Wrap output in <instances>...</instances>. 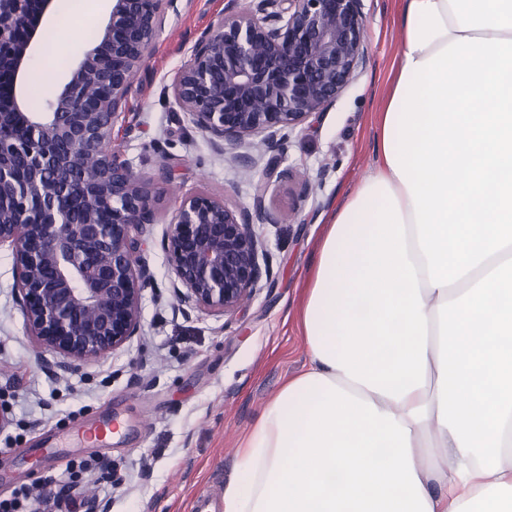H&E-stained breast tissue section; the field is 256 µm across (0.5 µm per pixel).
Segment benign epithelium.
<instances>
[{
	"label": "benign epithelium",
	"instance_id": "benign-epithelium-1",
	"mask_svg": "<svg viewBox=\"0 0 512 512\" xmlns=\"http://www.w3.org/2000/svg\"><path fill=\"white\" fill-rule=\"evenodd\" d=\"M178 0H112L99 43L85 52L44 112L28 110L17 81L31 60L44 16L55 0H0V73L12 77L8 113L28 132L0 134V246L14 254L15 292L35 355L59 354L48 368L70 372L139 334L142 292L153 287L141 258V229L156 223L150 177L113 151L93 172L84 154L114 141L133 92ZM361 0H226L216 24L197 38L172 94L217 148L230 137L279 142L306 118L336 102L365 57ZM96 70L93 102L83 79ZM268 183L250 207H230L208 191L179 202L161 240L173 293L185 313H235L272 277L259 226L280 223L265 204ZM93 210L112 203V223L77 224L65 200Z\"/></svg>",
	"mask_w": 512,
	"mask_h": 512
}]
</instances>
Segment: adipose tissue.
Returning <instances> with one entry per match:
<instances>
[{
	"label": "adipose tissue",
	"mask_w": 512,
	"mask_h": 512,
	"mask_svg": "<svg viewBox=\"0 0 512 512\" xmlns=\"http://www.w3.org/2000/svg\"><path fill=\"white\" fill-rule=\"evenodd\" d=\"M375 153L223 512H512V0H404Z\"/></svg>",
	"instance_id": "adipose-tissue-1"
}]
</instances>
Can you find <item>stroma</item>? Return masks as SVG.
I'll return each mask as SVG.
<instances>
[{"instance_id": "obj_1", "label": "stroma", "mask_w": 512, "mask_h": 512, "mask_svg": "<svg viewBox=\"0 0 512 512\" xmlns=\"http://www.w3.org/2000/svg\"><path fill=\"white\" fill-rule=\"evenodd\" d=\"M226 0H179L156 49L140 70L128 103L129 135L114 145L134 168L152 174L149 186L157 221L143 228V258L155 285L142 299L141 330L129 343L101 358L77 364L61 377L47 374L32 355L33 341L15 298L11 248L0 247V501L27 487L24 512H72L84 492L107 503L108 512H192L196 497L223 485L235 450L265 403L305 361L298 313L330 212L375 162L372 112L379 109L385 78L398 40L400 0H362L366 57L334 104L312 114L290 132L279 149L281 168L296 169L311 190L299 196L287 181L272 182L268 205L291 213V221L262 226L272 260L273 281L258 289L234 314L184 315L170 287L160 239L181 197L205 189L229 206L253 202L270 151L253 138L255 166L237 161L243 148L225 140L214 149L175 102L170 86L205 29L223 12ZM109 0L97 9L53 13L42 25L31 65L49 64L47 46L65 63L51 81L32 92L50 99L81 52L79 43L97 42L108 19ZM170 179L156 177L159 163ZM109 415L125 429L108 447L88 448L62 419ZM54 436L64 461L46 456ZM111 462L118 480L99 482L87 471L72 476L71 459ZM55 475L54 507L39 500L42 479Z\"/></svg>"}]
</instances>
